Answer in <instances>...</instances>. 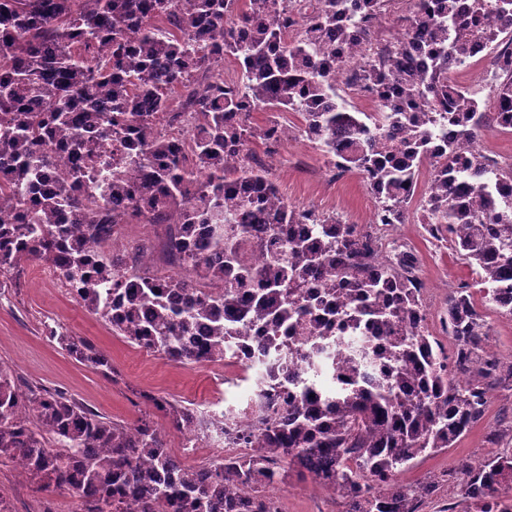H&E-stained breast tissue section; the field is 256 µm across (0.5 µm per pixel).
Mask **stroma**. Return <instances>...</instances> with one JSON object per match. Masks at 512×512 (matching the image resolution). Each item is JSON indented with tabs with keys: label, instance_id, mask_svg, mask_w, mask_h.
Returning <instances> with one entry per match:
<instances>
[{
	"label": "stroma",
	"instance_id": "obj_1",
	"mask_svg": "<svg viewBox=\"0 0 512 512\" xmlns=\"http://www.w3.org/2000/svg\"><path fill=\"white\" fill-rule=\"evenodd\" d=\"M290 135L276 152L256 141L254 155L269 166L284 199L297 207L323 215H339L351 224L367 223L374 201L362 177L354 172L323 177L324 155L306 139L302 118L295 112L278 113ZM406 249L419 262L426 287L456 288L475 282L472 268L450 248L429 238L423 225L408 220L400 229ZM166 229L161 224H126L114 238V248L129 252L144 244L151 250L157 269H166L163 245ZM37 262H28L20 274L0 278V361L11 366L18 387L42 386L60 390L118 424L135 423L150 416L167 448L177 451L184 433L162 413L154 411L151 397L170 401L224 407L243 392L242 386L225 382L223 363H181L162 353L144 350L113 332L98 315L89 312L72 295L52 283L38 280ZM90 342L112 361L111 377L69 356L50 332ZM512 424V391L498 389L482 422L474 426L448 451L417 458L412 468L400 473L404 484L437 480L431 497L423 499L419 512H463L456 484L447 473L459 462L500 454L512 440L497 433ZM0 489L10 498L13 512H74L72 492L54 487L41 490L19 476L12 463L0 462ZM282 512H340L335 493L312 476L291 475L281 488Z\"/></svg>",
	"mask_w": 512,
	"mask_h": 512
}]
</instances>
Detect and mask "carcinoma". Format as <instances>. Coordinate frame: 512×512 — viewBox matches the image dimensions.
I'll use <instances>...</instances> for the list:
<instances>
[{
  "label": "carcinoma",
  "mask_w": 512,
  "mask_h": 512,
  "mask_svg": "<svg viewBox=\"0 0 512 512\" xmlns=\"http://www.w3.org/2000/svg\"><path fill=\"white\" fill-rule=\"evenodd\" d=\"M281 19L267 16L275 0H248L239 11L247 30L231 17L233 0H0V212L13 187L35 196L19 220L0 221V276L26 261L53 262L76 297L129 343L157 350L173 361L222 360L235 343L296 332L318 308L342 311L350 321L384 331L372 357L382 380L366 383L353 369L351 387L332 396L305 392L289 398L242 434L251 453L203 468L171 453L150 420L115 424L59 391L21 390L12 368L0 362V458L21 468L41 487L66 488L78 512H272L263 494L292 473H309L333 490L342 512H418L433 481L414 488L396 475L424 454L454 446L485 416L492 392L512 389V364L488 354L489 326L465 288L448 294V356L421 333L410 289L422 287L417 259L397 255L374 267L370 235L334 216L288 204L271 170L250 144L275 138L273 123L253 126L254 112L299 113L306 137L340 160V172L363 176L384 221L405 223L425 164L435 169L426 210L443 223L451 248L476 267L485 302L512 292V210L498 193L512 195V170L498 167L478 148L491 125L512 129V0H473L471 16L457 0H417L404 28L415 40L381 49L373 65L356 55L339 57L336 40L381 15L383 0H321L316 15L295 25L288 0ZM138 40L128 41V30ZM479 41L498 48L490 65L506 76L496 90L497 109L484 111L481 90L450 79L471 60ZM232 56L240 79L232 87L214 67ZM349 68L352 85L378 94L382 111L353 112L336 99V69ZM178 92L193 112L194 166L159 128ZM50 111L40 109L43 97ZM456 124L472 152L463 157L451 142L435 145V113ZM403 129L402 149L385 133ZM122 128L130 160L142 168L137 183L114 179L116 208L78 192L92 161L106 169L99 140ZM73 159L69 179L47 188L44 149L52 135ZM122 202L132 203L149 224H167L170 281L158 275L120 272L125 255L110 253L95 264L87 240L118 234ZM68 213L72 223L55 215ZM278 230L306 224L286 245L250 261L254 225ZM321 281L325 291L312 290ZM254 288L244 297L242 288ZM203 326L209 342L201 353L189 337ZM70 356L112 374L111 359L89 343L59 335ZM154 407L180 429L201 422L193 408L152 397ZM475 512H512V451L465 461L448 472Z\"/></svg>",
  "instance_id": "cac0c4a2"
}]
</instances>
